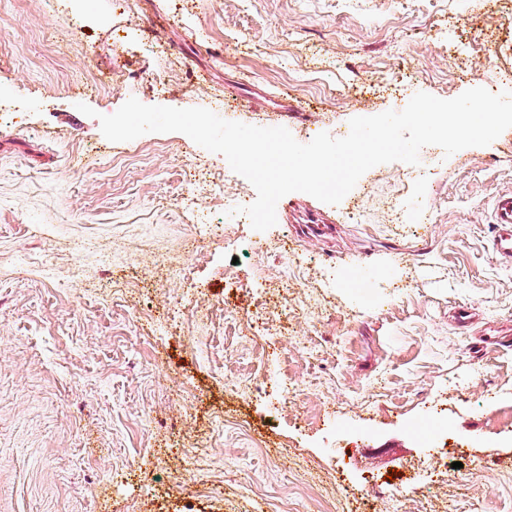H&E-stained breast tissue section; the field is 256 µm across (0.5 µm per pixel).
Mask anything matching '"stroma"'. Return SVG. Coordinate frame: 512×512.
<instances>
[{"mask_svg":"<svg viewBox=\"0 0 512 512\" xmlns=\"http://www.w3.org/2000/svg\"><path fill=\"white\" fill-rule=\"evenodd\" d=\"M508 73L512 0H0V512H512V348L451 318L512 329V263L489 251L512 128L421 154L423 183L392 162L336 205L288 194L260 232L224 212L257 196L224 156L98 120L133 97L305 144ZM204 155L225 193L194 207ZM285 299L314 321L260 328ZM443 413L420 447L411 424ZM388 480L389 502L364 487Z\"/></svg>","mask_w":512,"mask_h":512,"instance_id":"stroma-1","label":"stroma"}]
</instances>
